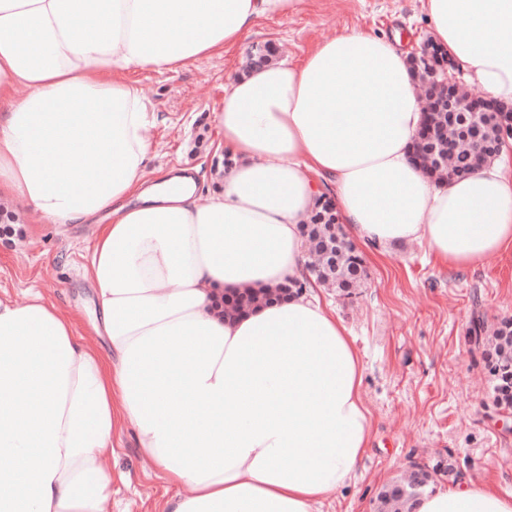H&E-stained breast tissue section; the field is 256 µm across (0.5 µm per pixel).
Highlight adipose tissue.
<instances>
[{
    "instance_id": "ef3b65f1",
    "label": "adipose tissue",
    "mask_w": 512,
    "mask_h": 512,
    "mask_svg": "<svg viewBox=\"0 0 512 512\" xmlns=\"http://www.w3.org/2000/svg\"><path fill=\"white\" fill-rule=\"evenodd\" d=\"M473 84L512 105V0H421ZM302 0H0V198L99 224L87 277L103 347L42 293L0 297V512H112L117 429L176 487L161 512H314L353 475L372 417L362 363L309 282L303 224L330 196L378 256L424 243L478 266L512 251V138L436 184L410 159L422 110L398 39L351 30L248 68L215 120L235 164L143 176L151 121L128 73L174 72ZM306 282L227 318L222 294ZM412 512H512L494 485Z\"/></svg>"
}]
</instances>
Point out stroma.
Masks as SVG:
<instances>
[{
  "label": "stroma",
  "instance_id": "stroma-1",
  "mask_svg": "<svg viewBox=\"0 0 512 512\" xmlns=\"http://www.w3.org/2000/svg\"><path fill=\"white\" fill-rule=\"evenodd\" d=\"M350 29L400 36L415 52L431 36L420 0H307L288 19L262 18L223 53L203 56L178 71L131 73L156 122L150 130L149 170L189 168L201 197L222 183L224 154L217 151L213 112L224 89L241 74L254 45L278 46L276 60H300L314 46ZM19 234L0 237V295L26 301L42 292L75 317L80 335L100 344L94 329V291L85 267L97 232L93 224L46 222L24 199L4 202ZM368 278L349 297L322 289L346 325L363 366L362 392L373 428L354 477L318 512H375L381 488L414 465H447L436 485L495 482L512 493V418L489 399L484 348L469 333L473 312L488 324L512 319V253L479 267L445 266L416 242L376 258L363 251ZM107 468L127 484L112 489V512H159L174 494L144 460L131 431L115 438Z\"/></svg>",
  "mask_w": 512,
  "mask_h": 512
}]
</instances>
